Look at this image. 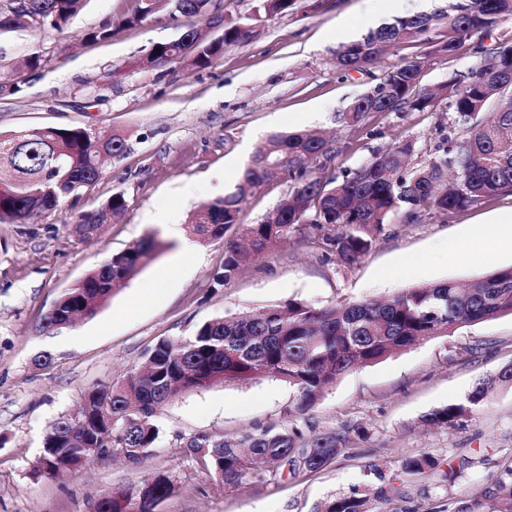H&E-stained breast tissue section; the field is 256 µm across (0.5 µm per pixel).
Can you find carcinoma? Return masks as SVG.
<instances>
[{
	"label": "carcinoma",
	"instance_id": "carcinoma-1",
	"mask_svg": "<svg viewBox=\"0 0 512 512\" xmlns=\"http://www.w3.org/2000/svg\"><path fill=\"white\" fill-rule=\"evenodd\" d=\"M0 27L25 30L48 23L61 30L82 8L83 0H14ZM139 5L119 24L146 21L160 6L175 20L195 18L177 40L158 43L143 64L161 66L188 62L205 67L224 48L248 40L254 24L224 25V34L211 39L204 28L219 18L211 0H138ZM297 0H261L266 14H285ZM512 17V0H466L448 18V34L431 53L457 56L462 44L476 33H487ZM431 16H407L344 45L336 54L342 71H362L377 62L389 46L420 38L433 25ZM477 60L434 89L420 86L422 67L410 60L394 66L338 121L360 129L371 112H422L438 99L448 101L455 125L463 136L448 137L442 151L413 162L417 142L399 140L360 166L323 176L334 155L328 140L308 132L277 134L255 153L236 192L208 201L194 210L187 229L202 242L220 241L236 226L246 244L229 242L224 264L213 275L214 286L229 282L253 258L287 242L305 227L319 232L324 252L351 267L371 250L390 218L408 208L412 220L420 211L442 215L476 208L502 192H512V45L492 55L472 48ZM119 135L99 137L83 128L45 127L0 133V223L33 224L96 183L102 160L124 154ZM290 175L293 185L261 221L244 223L243 202L253 189ZM125 198L113 194L98 211L79 216L75 231L95 235L112 215L124 210ZM161 242L147 236L112 255L80 283L66 289L56 310L45 315L40 328H65L67 315L90 318L104 306L114 287L135 276L160 250ZM512 315V267L496 268L467 287L453 282L405 288L380 301L363 299L314 308L300 300L270 306L258 313L219 316L195 327L188 336L165 338L145 353L143 370L110 386L87 391L76 411L54 423L44 442L42 470L50 476L77 467L116 448L131 463L139 462L156 442L157 414L181 391L250 380L262 372L288 383L297 393L295 412L308 411L325 390L342 376L379 363L419 341L447 336L471 323ZM512 388V365L478 383L465 401L427 416L433 424L455 427L497 387ZM360 428L304 433L298 426L266 428L235 441L215 440L198 432L183 447L205 470L226 484H238L254 471H279L288 465L316 471L342 449L363 438ZM472 459L442 462L423 452L403 460L406 476L439 475V487L451 485L467 472ZM152 498L172 492L164 474L151 477ZM133 491L117 489L106 500H95L94 512H126ZM382 487H354L324 503L321 512H373L383 500ZM455 512H512V467L492 477L491 486L460 505Z\"/></svg>",
	"mask_w": 512,
	"mask_h": 512
}]
</instances>
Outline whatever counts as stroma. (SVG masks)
Here are the masks:
<instances>
[{
	"instance_id": "1",
	"label": "stroma",
	"mask_w": 512,
	"mask_h": 512,
	"mask_svg": "<svg viewBox=\"0 0 512 512\" xmlns=\"http://www.w3.org/2000/svg\"><path fill=\"white\" fill-rule=\"evenodd\" d=\"M458 0H298L289 13L257 18L255 35L227 47L204 68L161 67L142 60L158 43L177 39L189 19L160 10L142 24L116 29L111 40L85 35L133 11L135 0H85L64 30L41 25L0 30V132L81 127L121 134L125 153L107 161L105 174L37 224H0V512H92L98 493L133 487L162 473L173 490L155 512H318L353 486H392L379 512H448L452 501L483 491L491 475L512 466V389L498 388L454 428L426 417L463 401L482 379L512 365V315L463 326L451 335L411 346L377 364L345 374L306 414L293 410L296 391L259 376L181 393L158 417L159 437L135 464L91 459L56 479L38 473L51 426L73 413L83 394L137 371L157 341L190 335L217 316L255 311L291 299L315 308L390 297L402 289L445 281L469 283L494 268L512 266V241L492 254L449 259L447 244L470 228L496 229L512 212V193L452 216H393L356 265H338L318 242L299 234L270 249L224 287L212 276L224 263L228 230L204 243L171 236L166 224H185L200 204L230 194L255 151L273 134L320 131L337 157L331 168H356L400 138L431 154L454 124L447 101L430 112L369 115L363 130L339 126L344 111L386 71L406 60L422 63V85L433 88L475 60L470 49L452 59L431 46L444 27L388 50L364 72L336 67L340 47L377 25L412 15L453 14ZM39 54L41 64L25 60ZM123 194L126 209L100 234L75 233L79 215ZM148 234L166 245L90 318L54 333L39 330L61 293L113 254ZM192 252L182 255L184 244ZM171 276L157 282L159 271ZM46 354L50 364L35 360ZM296 422L317 432L365 427V438L323 468L274 474L258 471L242 485L220 483L182 444L203 431L237 439L267 426ZM429 452L448 460L467 455L475 465L448 490L427 477H405L406 457Z\"/></svg>"
}]
</instances>
